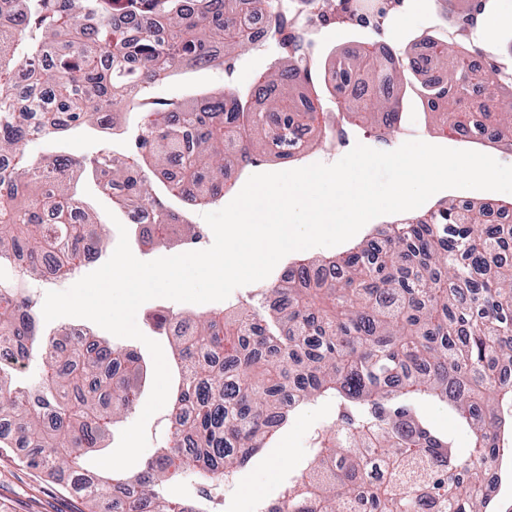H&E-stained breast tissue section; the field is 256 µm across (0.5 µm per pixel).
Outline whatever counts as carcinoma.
<instances>
[{
  "instance_id": "1",
  "label": "carcinoma",
  "mask_w": 512,
  "mask_h": 512,
  "mask_svg": "<svg viewBox=\"0 0 512 512\" xmlns=\"http://www.w3.org/2000/svg\"><path fill=\"white\" fill-rule=\"evenodd\" d=\"M242 0H0V261L25 259L35 276L64 279L84 264L88 212L71 182L89 172L119 207L148 210L144 246L197 238L173 201L214 202L224 171L256 163L260 148L291 159L344 129L330 125L311 85L323 75L352 124L389 134L401 123L405 68L424 66L369 43L317 73L308 47L284 35L289 4L248 0L288 64L264 76L253 106L233 91L189 102L156 100L153 87L180 69L222 64L260 37ZM492 0H441L458 25L476 23ZM141 17L136 32L114 23ZM435 74L420 97L442 134L512 145V81L495 77L499 56L480 42H433ZM482 55L486 70L472 63ZM140 114L132 154L102 149L86 160L29 156L33 139L101 124L118 104ZM70 165L66 178L45 172ZM168 174L163 191L151 176ZM512 225L486 204L439 201L397 219L357 250L299 260L262 301L235 315L209 310L178 320L152 316L173 337L180 369L165 446L131 475L81 473L117 417L140 397L143 365L132 352L82 336L43 333L17 288L0 289V349L37 353L36 381L20 384L0 363V448L112 512H205L164 484L186 475L220 486L272 438L298 405L336 399L341 425L313 438L307 469L267 512H488L487 463L512 455ZM440 401L473 436L468 450L436 430L419 403Z\"/></svg>"
}]
</instances>
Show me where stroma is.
Listing matches in <instances>:
<instances>
[{"label": "stroma", "mask_w": 512, "mask_h": 512, "mask_svg": "<svg viewBox=\"0 0 512 512\" xmlns=\"http://www.w3.org/2000/svg\"><path fill=\"white\" fill-rule=\"evenodd\" d=\"M431 5L432 0H414L413 9L383 33V40L403 51L414 50L420 39L432 33L427 19ZM367 40V35L359 31L328 26L317 35L314 51L319 62L327 65L338 52L356 49ZM281 66L274 50L251 49L221 66L179 71L156 85L154 93L156 98L180 102L234 89L243 92L259 76ZM418 81V75L413 73L407 74L404 80V116L400 128L390 136L388 150L414 139L439 146L444 143L433 131L432 122L415 94ZM111 118L114 130L75 127L53 139L29 142L27 151L37 157L67 155L78 159L91 157L104 147L117 152L129 151L138 122L136 111L121 106L112 112ZM75 192L83 206L102 224L101 260H108L117 245V223H126L129 240H137L138 229L129 224L126 212L113 203L98 179H81ZM337 419L335 403L321 400L302 405L278 429L267 447L253 456L233 481L225 483L214 503L217 512H258L261 503L278 498L288 480L306 467L314 435L335 425ZM85 508V502L67 488L65 481L21 465L14 453L0 454V512H84Z\"/></svg>", "instance_id": "obj_1"}]
</instances>
